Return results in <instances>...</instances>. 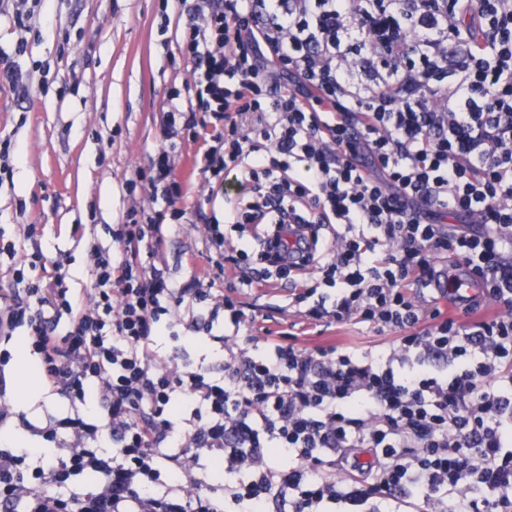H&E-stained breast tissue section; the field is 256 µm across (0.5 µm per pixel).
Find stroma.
I'll return each mask as SVG.
<instances>
[{
	"label": "stroma",
	"mask_w": 512,
	"mask_h": 512,
	"mask_svg": "<svg viewBox=\"0 0 512 512\" xmlns=\"http://www.w3.org/2000/svg\"><path fill=\"white\" fill-rule=\"evenodd\" d=\"M28 13L18 25L16 12ZM183 21L177 0H0V54L28 87L19 96L0 79V136L14 144L13 177L0 181V237L16 243L18 259L28 225L47 261L60 262L73 292L89 285L90 240L109 243L106 227L122 223L131 206H152L145 194L128 195L124 183L148 165L163 146L161 119L168 88L191 79L193 65L178 43ZM24 55H16L18 42ZM208 190L193 180L185 214L170 226L163 244L170 276L189 280L202 248L205 223L224 220V201L194 206ZM217 294L237 299L254 316L248 332L292 337L302 348L332 341L361 351L389 347L395 332L347 322L314 324L291 309L289 282L268 287L243 284L232 268L213 284ZM18 359L5 368L16 413L32 422L65 417L67 404L44 389L26 391Z\"/></svg>",
	"instance_id": "obj_1"
}]
</instances>
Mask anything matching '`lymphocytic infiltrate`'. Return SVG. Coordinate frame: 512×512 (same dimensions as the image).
<instances>
[{"label": "lymphocytic infiltrate", "mask_w": 512, "mask_h": 512, "mask_svg": "<svg viewBox=\"0 0 512 512\" xmlns=\"http://www.w3.org/2000/svg\"><path fill=\"white\" fill-rule=\"evenodd\" d=\"M182 5L193 79L167 95L166 148L125 181L163 208L88 244L82 295L59 271L0 283V365L26 327L43 388L71 408L15 418L0 378V426L56 446L48 465L40 446L0 448V512H512V0ZM200 112L224 132L194 169L245 240L208 226L207 264L179 285L162 246ZM228 264L249 284L299 276L306 320L398 337L373 353L242 335L239 303L203 286ZM484 301L481 320L443 309ZM175 308L189 332L228 313L206 338L222 376L157 359Z\"/></svg>", "instance_id": "lymphocytic-infiltrate-1"}]
</instances>
